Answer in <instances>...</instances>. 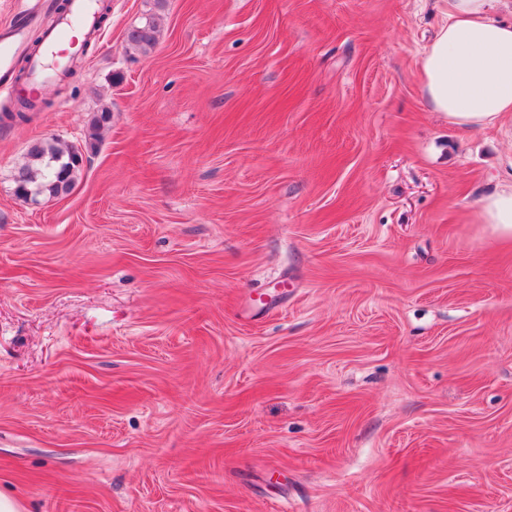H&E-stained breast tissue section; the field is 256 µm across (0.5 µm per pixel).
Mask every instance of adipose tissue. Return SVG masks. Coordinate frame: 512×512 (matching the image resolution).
I'll return each instance as SVG.
<instances>
[{
	"label": "adipose tissue",
	"instance_id": "obj_1",
	"mask_svg": "<svg viewBox=\"0 0 512 512\" xmlns=\"http://www.w3.org/2000/svg\"><path fill=\"white\" fill-rule=\"evenodd\" d=\"M500 0H447L445 19L425 49L420 81L431 111L463 128L487 127L512 112V24L493 13ZM478 223L512 241V184L484 196Z\"/></svg>",
	"mask_w": 512,
	"mask_h": 512
}]
</instances>
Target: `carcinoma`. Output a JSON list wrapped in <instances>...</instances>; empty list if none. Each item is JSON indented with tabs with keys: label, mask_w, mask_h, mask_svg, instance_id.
Masks as SVG:
<instances>
[{
	"label": "carcinoma",
	"mask_w": 512,
	"mask_h": 512,
	"mask_svg": "<svg viewBox=\"0 0 512 512\" xmlns=\"http://www.w3.org/2000/svg\"><path fill=\"white\" fill-rule=\"evenodd\" d=\"M159 30L155 15L148 14L127 32L129 45L142 52L150 51L157 43ZM111 112L100 110L91 125L89 138L98 141ZM83 168V153L70 146L63 149L54 142L43 140L33 143L28 150V160L14 173L15 194L18 197L33 192L35 195L57 197L71 191Z\"/></svg>",
	"instance_id": "cac0c4a2"
}]
</instances>
